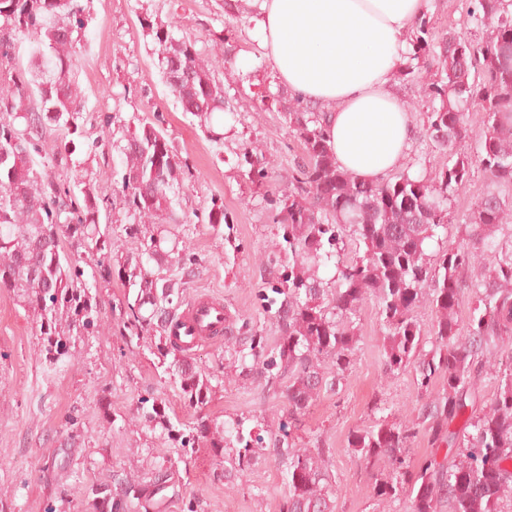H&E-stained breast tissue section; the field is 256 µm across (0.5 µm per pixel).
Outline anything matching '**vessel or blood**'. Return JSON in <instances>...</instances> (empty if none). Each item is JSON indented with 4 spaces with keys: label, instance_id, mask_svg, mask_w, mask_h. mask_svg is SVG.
Listing matches in <instances>:
<instances>
[{
    "label": "vessel or blood",
    "instance_id": "vessel-or-blood-1",
    "mask_svg": "<svg viewBox=\"0 0 512 512\" xmlns=\"http://www.w3.org/2000/svg\"><path fill=\"white\" fill-rule=\"evenodd\" d=\"M224 304L211 294L195 297L177 317L174 334L187 350L221 340L224 335Z\"/></svg>",
    "mask_w": 512,
    "mask_h": 512
}]
</instances>
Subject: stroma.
<instances>
[{
	"mask_svg": "<svg viewBox=\"0 0 512 512\" xmlns=\"http://www.w3.org/2000/svg\"><path fill=\"white\" fill-rule=\"evenodd\" d=\"M228 0H83L88 17L86 49L77 62L85 106L73 164L86 170L102 200L99 223L120 252L139 250L127 238L128 218L115 189L120 166L117 143L136 119H158L191 176L174 202L180 218L170 230L193 254L195 277L185 280L178 268L172 279L183 280L182 303L210 293L224 302L226 334L237 341L264 336L274 345L280 330L266 312L268 298L282 287L284 257L280 229L269 201L292 191L290 177L303 162L302 149L288 127L281 87L255 39V11L231 10ZM433 37L448 29L466 32L473 43L487 35L484 25L467 21L464 0H426ZM174 20L179 35L198 39L217 74L231 72L227 88L230 111L224 116V141L215 143L185 114L162 80L151 37L140 25L143 16ZM392 89L413 124L410 147L399 168L434 179L446 163L426 144L424 78L394 74ZM266 161L268 178L259 185L246 177L247 158ZM488 179L474 168L472 179L451 205L453 223L440 241L460 243L459 219L487 190ZM224 202L227 223L207 222L212 199ZM97 333L74 334L71 359L59 371L48 369L31 313L0 289V512H83L91 487L112 485L132 473L152 481L144 461L156 442L149 432L129 424L126 416L139 396L153 393L167 399L182 418L190 410L180 400L158 360L121 336L118 326L125 288L120 280L101 284ZM360 349L337 393H321L303 416L298 432L306 447L329 449L328 471L336 480L334 512H407L406 500L380 504L372 498V469L360 463L348 446L351 432L373 426L381 407L395 418H416L421 400L414 369L388 375L381 354L385 333L373 302L359 313ZM283 398L264 378L231 377L217 391L207 411L219 419L245 417L249 427L277 428L287 415ZM76 425H69V418ZM172 460L168 488L156 496L152 512H286L281 473L270 461H259L249 476L226 482L214 479L207 450L183 455L167 449Z\"/></svg>",
	"mask_w": 512,
	"mask_h": 512,
	"instance_id": "1",
	"label": "stroma"
}]
</instances>
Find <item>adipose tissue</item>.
<instances>
[{
  "label": "adipose tissue",
  "mask_w": 512,
  "mask_h": 512,
  "mask_svg": "<svg viewBox=\"0 0 512 512\" xmlns=\"http://www.w3.org/2000/svg\"><path fill=\"white\" fill-rule=\"evenodd\" d=\"M260 45L293 95L325 107L340 168L375 183L397 168L411 138L391 90L404 33L425 0H249Z\"/></svg>",
  "instance_id": "1"
}]
</instances>
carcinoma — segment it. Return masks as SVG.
Wrapping results in <instances>:
<instances>
[{
    "mask_svg": "<svg viewBox=\"0 0 512 512\" xmlns=\"http://www.w3.org/2000/svg\"><path fill=\"white\" fill-rule=\"evenodd\" d=\"M468 19L490 27L484 45L474 48L462 31H450L433 55L435 70L426 82L429 146L453 162L427 183L402 173L367 184L341 169L328 145L326 114L294 98L285 117L300 142L305 161L294 192L274 203V223L282 230L288 259V287L274 312L282 336L271 349L255 336L224 348L228 367L242 377L260 375L279 385L288 404V421L263 437L244 429L243 420L219 424L205 413L224 380L207 373L171 340L170 324L181 297L162 274L177 264L194 272L195 259L172 247L150 220L177 224L174 195L187 165L159 125L146 120L124 135L119 146L121 202L131 222L127 235L140 241L139 252L112 263V239L101 231L99 196L80 169L61 180L55 169L71 161L74 140L49 145L53 133L76 134L82 91L75 66L84 43L81 0H0V65L15 59L17 39L30 38V65L17 74L14 90L0 92V288L36 315L45 359L58 366L68 355L71 331L94 332L99 317L97 283L72 260L69 248L96 254L100 279L117 272L132 298L126 300L123 328L160 360L183 404L196 417L183 422L166 401L141 397L130 421L157 434L171 448L210 449L217 477H243L268 456L283 473L286 512H334L326 448H298L293 433L319 393L336 391L354 363L359 336L355 319L363 304L376 301L387 345L383 368L393 373L414 365L415 384L424 403L417 420L388 418L350 435L349 447L368 466L387 472L374 478L380 503L408 497V512H505L512 506V350L509 364L484 356L512 343V0H466ZM158 46L165 82L183 112L198 119L212 141L224 134V84L216 79L198 40L174 36L175 22L140 19ZM409 59L431 53L426 16L413 26ZM483 114L475 132L465 112ZM489 179L477 208L463 218L464 243L432 258L425 243L450 220L451 199L470 180L473 164ZM364 245L363 253L341 258L345 238ZM492 261L483 265L478 254ZM333 265L328 283L319 275ZM470 274L476 306L466 331L457 320L463 275ZM435 311L428 336L414 311L422 301ZM431 349H423V341ZM491 376L497 392L489 408L471 412L460 432L450 425L473 406L476 378ZM425 437L433 448L453 444L459 460L431 457L414 466L411 444ZM166 456L156 455L152 489L127 475L114 490L93 488L88 512H149L154 496L167 488Z\"/></svg>",
    "mask_w": 512,
    "mask_h": 512,
    "instance_id": "obj_1",
    "label": "carcinoma"
}]
</instances>
